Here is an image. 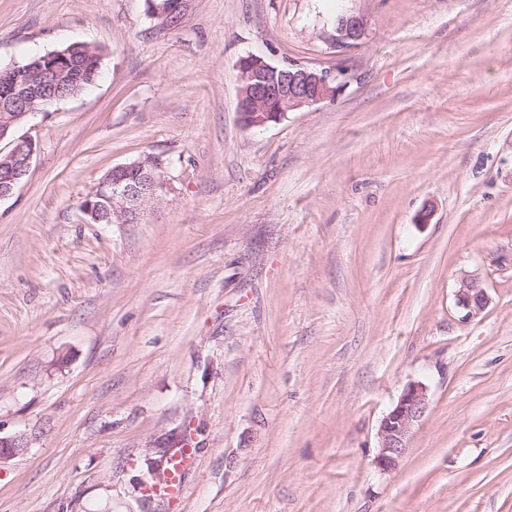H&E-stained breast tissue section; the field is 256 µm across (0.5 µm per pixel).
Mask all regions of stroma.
Returning a JSON list of instances; mask_svg holds the SVG:
<instances>
[{
    "instance_id": "obj_1",
    "label": "stroma",
    "mask_w": 512,
    "mask_h": 512,
    "mask_svg": "<svg viewBox=\"0 0 512 512\" xmlns=\"http://www.w3.org/2000/svg\"><path fill=\"white\" fill-rule=\"evenodd\" d=\"M71 42L102 77L21 124L0 200V434L28 442L0 512H512V0H188L172 30L145 0H0V69ZM247 54L346 84L247 129ZM147 154L171 192L86 223ZM412 381L428 413L379 471ZM187 425L181 496L144 493ZM364 29L362 18L351 14L340 15L335 28L336 44L340 47L356 45L363 38ZM456 296L457 306L465 312L464 319L479 316L488 304L487 293L476 280L463 279ZM428 408L427 386L420 381L409 382L380 421L376 465L381 471L389 472L398 467L415 428L426 416Z\"/></svg>"
}]
</instances>
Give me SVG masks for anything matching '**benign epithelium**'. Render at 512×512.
Instances as JSON below:
<instances>
[{"label":"benign epithelium","mask_w":512,"mask_h":512,"mask_svg":"<svg viewBox=\"0 0 512 512\" xmlns=\"http://www.w3.org/2000/svg\"><path fill=\"white\" fill-rule=\"evenodd\" d=\"M185 0H167L151 10L152 19L160 27L172 10H185ZM336 45L350 47L364 36L362 18L343 14L337 18ZM57 53L48 52L35 60L32 68L40 78L15 89L12 108L14 112L0 117V142L8 141L9 151L0 158V200L12 195L28 174L36 154L35 143L15 134L17 127L33 111L27 103L34 99L60 102L67 96L60 93L63 75L54 58ZM240 120L247 128H262L281 121L287 113L318 104L330 99L346 84L345 71L332 74L297 64L273 66L263 58L247 55L239 58ZM171 191L170 180L165 175L161 158L149 155L114 166L98 183L93 196L104 203L89 202L82 211L88 224H134L145 207ZM464 318L479 316L487 307L488 296L475 280L461 281L456 298ZM429 408L427 386L420 381L408 383L397 401L384 414L379 425V452L377 467L389 472L396 469L408 447L415 428L422 422ZM27 448L24 438L0 436V463L14 457Z\"/></svg>","instance_id":"benign-epithelium-1"}]
</instances>
